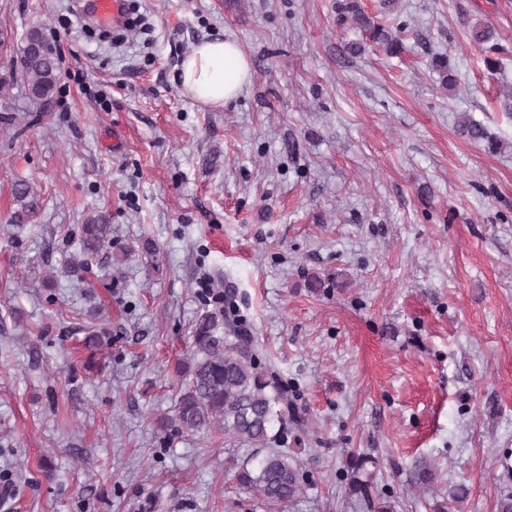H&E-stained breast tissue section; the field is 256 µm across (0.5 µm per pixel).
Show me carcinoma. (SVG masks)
Instances as JSON below:
<instances>
[{
    "instance_id": "1",
    "label": "carcinoma",
    "mask_w": 512,
    "mask_h": 512,
    "mask_svg": "<svg viewBox=\"0 0 512 512\" xmlns=\"http://www.w3.org/2000/svg\"><path fill=\"white\" fill-rule=\"evenodd\" d=\"M341 18L352 15L356 23L371 32V38L386 52L398 53L399 40L383 25L361 10L357 0L336 5ZM18 70L34 102L54 97L60 72L55 48L38 27L32 28L20 48ZM459 134L472 142L498 144L487 128L471 118L458 123ZM109 234L107 224H84L78 240L79 252L66 261V269L86 288L99 267V254ZM180 377L173 414L166 426L181 433H206L213 428L224 432L227 442H244L265 449L256 463L239 468L236 478L244 487L269 505L283 507L296 501L302 492L304 474L288 455V436L306 432L310 420L299 396L273 366L264 360L246 319L240 314L233 293L224 295V306L207 310L192 328V350L187 361L177 365ZM370 458L355 456L347 487L350 493L374 506L371 482L360 478ZM435 480L432 466L425 460L409 474L412 486L430 485Z\"/></svg>"
}]
</instances>
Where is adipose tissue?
<instances>
[{
	"label": "adipose tissue",
	"instance_id": "obj_1",
	"mask_svg": "<svg viewBox=\"0 0 512 512\" xmlns=\"http://www.w3.org/2000/svg\"><path fill=\"white\" fill-rule=\"evenodd\" d=\"M250 79V61L233 40L214 39L196 44L181 65L184 93L213 107L236 99Z\"/></svg>",
	"mask_w": 512,
	"mask_h": 512
}]
</instances>
